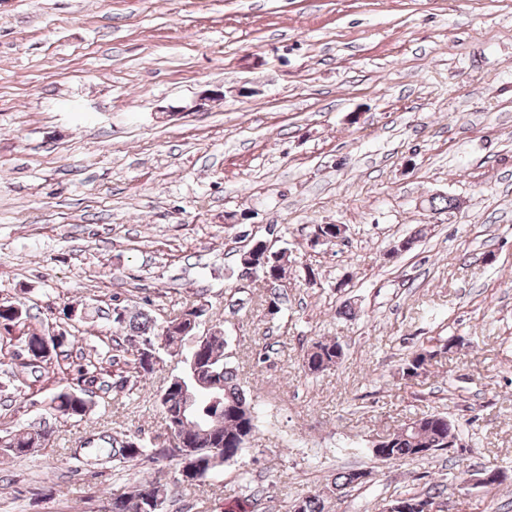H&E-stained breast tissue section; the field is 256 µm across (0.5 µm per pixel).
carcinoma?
Here are the masks:
<instances>
[{
    "mask_svg": "<svg viewBox=\"0 0 512 512\" xmlns=\"http://www.w3.org/2000/svg\"><path fill=\"white\" fill-rule=\"evenodd\" d=\"M255 271L265 279L284 280L290 267L295 264L292 252L285 248L281 253L276 250H259L253 259L246 260ZM110 328L115 334L110 343L92 356H81L73 370L77 381H94L103 374L102 355H108L109 365L124 364L133 370L137 377L145 379L152 375L161 362V350L182 347L187 337L175 330L163 335L162 324L145 310H132L118 302L105 313ZM30 318L25 304L20 301L0 304V330L5 335L0 343L11 347L19 343L26 351H12L10 364L12 393L22 401L30 385L24 374L48 369L59 362L60 358H69L67 344L76 340L74 336H63V340L46 349L44 336L47 329L34 328L28 323ZM228 342L224 332L215 329L205 339L190 347L183 371L173 376L157 401L162 409L166 427H171L172 418L179 406L178 392L182 389L193 390L198 382L213 379L218 385L217 393L202 396L195 407V418L204 423L213 418L221 419L223 427L212 432L207 427H196L188 421L182 424V432L192 445L197 460L194 479L183 480L178 477L174 487L183 485H201L224 464L235 460L246 448L257 431V416L245 390L237 379V368L232 366L231 356L227 352ZM434 356V352L419 348L409 353L401 362L399 370L406 380H416L428 375L425 357ZM342 346L333 340H318L304 353L302 367L308 375H315L336 367L343 359ZM51 408L66 419H82L89 412L91 403L85 397V391L69 387L54 392L50 396ZM55 430L45 425L32 432L18 430L7 431L0 436V453L22 457L50 441ZM460 429L445 412L434 411L419 418L405 422L399 432L388 438V446L377 448L374 456L382 461L415 460L421 458L420 449L432 448L446 450L450 443L459 438ZM112 459L129 463L144 458L177 461L180 449L170 447L168 441L161 445L148 446L142 438L125 435L111 439ZM362 471L349 470L335 477L332 486L345 494L348 489L363 485L360 480ZM447 490L445 484H435L425 493H404L397 499L410 502L424 501L430 506L444 508L443 497ZM171 489L153 481H144L130 492L112 494L107 503V512H157L156 501L167 499ZM284 512H330L331 506L323 497L312 494L293 501H286Z\"/></svg>",
    "mask_w": 512,
    "mask_h": 512,
    "instance_id": "cac0c4a2",
    "label": "carcinoma"
}]
</instances>
